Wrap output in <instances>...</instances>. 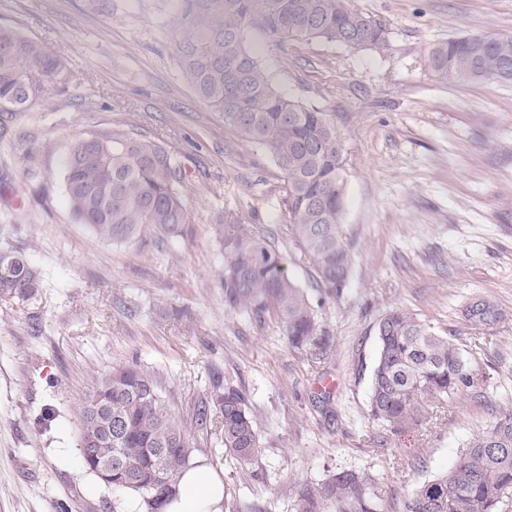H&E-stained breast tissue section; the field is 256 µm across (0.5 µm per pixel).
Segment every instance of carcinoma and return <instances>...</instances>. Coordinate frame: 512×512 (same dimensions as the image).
<instances>
[{"instance_id": "1", "label": "carcinoma", "mask_w": 512, "mask_h": 512, "mask_svg": "<svg viewBox=\"0 0 512 512\" xmlns=\"http://www.w3.org/2000/svg\"><path fill=\"white\" fill-rule=\"evenodd\" d=\"M177 63L195 94L224 119L238 141L269 149L281 173L279 205L293 244L308 258L317 288L336 291L347 282L352 256L343 236L345 141L332 113L273 86L253 48L263 37L325 39L378 54L388 30L352 0H177L172 19ZM464 34L427 52V66L449 82L512 85V34ZM70 72L40 42L0 25V123L65 89ZM181 165L165 142L120 125L88 129L70 142L64 188L73 218L115 245L182 236L189 223L180 187ZM224 265V306L259 322L274 316L288 344L317 362L331 356L333 336L305 290L285 271L271 230L261 232L231 209L215 215ZM38 269L20 251L0 250V294L27 298L40 287ZM473 327L506 319L483 296L462 309ZM376 355L370 373L368 416L394 431L423 425L434 402L474 386L483 350L465 353L401 306L375 324ZM216 420H211V412ZM82 448L112 458V490L138 498L144 512H160L181 474L194 465L193 438L172 412L155 377L137 362L112 367L93 382L79 407ZM197 425L218 428L225 451L240 465L260 450L257 417L238 387L228 383L204 398ZM135 476L132 486L126 477ZM377 476L355 469L292 490L291 512H379ZM512 502V410L501 412L461 448L450 471L420 483L403 512H498Z\"/></svg>"}]
</instances>
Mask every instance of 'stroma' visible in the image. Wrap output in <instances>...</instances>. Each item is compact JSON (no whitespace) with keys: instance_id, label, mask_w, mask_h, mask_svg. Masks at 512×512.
<instances>
[{"instance_id":"35a3bbf8","label":"stroma","mask_w":512,"mask_h":512,"mask_svg":"<svg viewBox=\"0 0 512 512\" xmlns=\"http://www.w3.org/2000/svg\"><path fill=\"white\" fill-rule=\"evenodd\" d=\"M385 23L383 54L324 40L257 42L275 88L335 113L345 139L343 235L353 256L327 294L287 234L278 247L334 337L325 361L292 349L275 318L224 306L214 213L283 225L268 149L235 145L181 78L172 0H0V25L62 56L68 89L17 113L0 148V247L41 272L27 298L0 297V512H123L127 498L87 472L78 408L94 379L132 361L154 374L177 418L224 482V512H290V491L338 468L380 480L383 512L448 471L495 411L512 408V86L438 80L428 49L465 33L512 32V0H353ZM119 124L177 153L186 237L116 246L76 223L63 185L70 141ZM506 313L478 361L483 396L435 404L416 431L368 417L374 325L390 307L418 314L468 349L474 296ZM232 383L257 416L261 450L242 466L195 417Z\"/></svg>"}]
</instances>
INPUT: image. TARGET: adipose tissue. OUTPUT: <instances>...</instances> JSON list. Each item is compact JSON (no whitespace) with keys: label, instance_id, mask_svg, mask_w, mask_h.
I'll list each match as a JSON object with an SVG mask.
<instances>
[{"label":"adipose tissue","instance_id":"1","mask_svg":"<svg viewBox=\"0 0 512 512\" xmlns=\"http://www.w3.org/2000/svg\"><path fill=\"white\" fill-rule=\"evenodd\" d=\"M161 512H224V483L207 463L182 474L176 496Z\"/></svg>","mask_w":512,"mask_h":512}]
</instances>
